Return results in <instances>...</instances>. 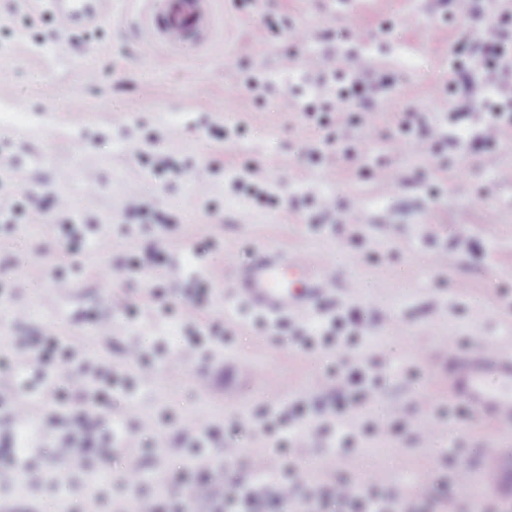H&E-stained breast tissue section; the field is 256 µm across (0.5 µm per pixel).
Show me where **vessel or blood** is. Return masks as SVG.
I'll list each match as a JSON object with an SVG mask.
<instances>
[{
	"label": "vessel or blood",
	"instance_id": "b4317fda",
	"mask_svg": "<svg viewBox=\"0 0 512 512\" xmlns=\"http://www.w3.org/2000/svg\"><path fill=\"white\" fill-rule=\"evenodd\" d=\"M108 2L48 0L67 29L106 18ZM148 21L157 41L171 48L206 44L216 27L211 0H151ZM334 293V280L316 262L284 249L259 251L238 268L232 286L235 301L274 318L322 309ZM448 394L473 416L512 428V356L493 346L466 353L449 350Z\"/></svg>",
	"mask_w": 512,
	"mask_h": 512
}]
</instances>
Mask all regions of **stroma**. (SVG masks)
Instances as JSON below:
<instances>
[{"instance_id":"stroma-1","label":"stroma","mask_w":512,"mask_h":512,"mask_svg":"<svg viewBox=\"0 0 512 512\" xmlns=\"http://www.w3.org/2000/svg\"><path fill=\"white\" fill-rule=\"evenodd\" d=\"M213 9L208 47L172 50L151 43L140 0H113L108 18L68 32L44 0H0V113L22 115L0 122V394L16 397L14 378L36 370L16 363L20 337L71 336L88 375L111 365V414L127 432L61 490L49 405L0 418L45 477L0 468V512H82L92 499L135 512L158 495L173 512H213L234 495L228 472L246 478L257 461L278 481L374 484L397 512H512V430L448 396L449 343L512 353V135L490 166L468 140L485 114L453 117L467 95L448 54L469 19L453 0H372L356 19L327 0ZM357 56L365 81L382 73L392 89L370 99V126L349 113L318 126L304 106L346 87L320 78L321 62ZM411 112L446 133L439 150L407 138ZM134 187L141 214L126 208ZM277 248L341 282L329 309L273 325L228 301L232 264ZM131 349L153 381H139ZM493 444L495 487L480 454ZM202 473L206 503L193 497ZM421 481L432 499L412 497Z\"/></svg>"}]
</instances>
